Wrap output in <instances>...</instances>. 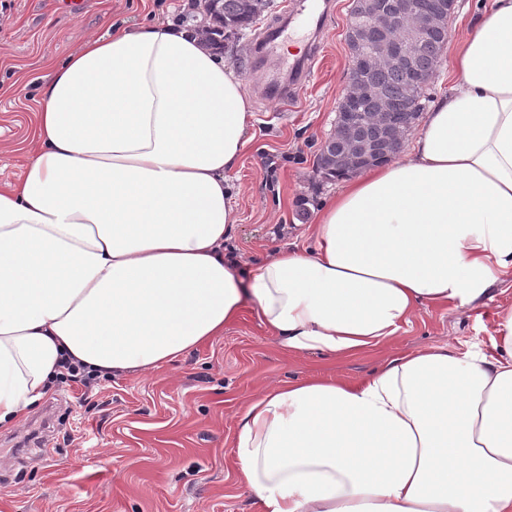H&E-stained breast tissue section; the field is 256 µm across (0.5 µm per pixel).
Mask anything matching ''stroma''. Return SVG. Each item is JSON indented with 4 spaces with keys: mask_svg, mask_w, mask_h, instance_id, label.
I'll list each match as a JSON object with an SVG mask.
<instances>
[{
    "mask_svg": "<svg viewBox=\"0 0 512 512\" xmlns=\"http://www.w3.org/2000/svg\"><path fill=\"white\" fill-rule=\"evenodd\" d=\"M333 4L312 77L290 105L252 98L249 141L225 174L238 224L224 251L242 267L310 245L319 200L336 188L316 171L349 78L344 30L351 0ZM461 5L448 23L429 95L450 92L456 82L455 43L470 30L476 0ZM191 6L192 0H0V184L22 174L48 59L112 27L181 22ZM510 307L512 273L472 309L423 307L390 340L331 361L283 355L257 308L247 305L223 335L176 364L100 378L89 394L77 384H54L40 409L53 411L55 423L40 434L30 459L11 450L37 432L36 417L0 431V512H258L239 484L232 452L239 412L265 386L331 373L357 381L429 345L488 353L496 315Z\"/></svg>",
    "mask_w": 512,
    "mask_h": 512,
    "instance_id": "obj_1",
    "label": "stroma"
}]
</instances>
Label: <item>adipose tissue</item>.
Returning a JSON list of instances; mask_svg holds the SVG:
<instances>
[{"mask_svg":"<svg viewBox=\"0 0 512 512\" xmlns=\"http://www.w3.org/2000/svg\"><path fill=\"white\" fill-rule=\"evenodd\" d=\"M457 82L407 154L341 178L315 243L240 272L224 174L243 81L194 30L137 25L51 63L21 179L0 186V429L62 360L151 372L253 302L288 354L378 346L425 305L473 307L512 273V0H477ZM493 353L430 345L362 381L274 385L233 464L259 512H512V308Z\"/></svg>","mask_w":512,"mask_h":512,"instance_id":"obj_1","label":"adipose tissue"}]
</instances>
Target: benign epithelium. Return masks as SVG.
Instances as JSON below:
<instances>
[{
	"label": "benign epithelium",
	"mask_w": 512,
	"mask_h": 512,
	"mask_svg": "<svg viewBox=\"0 0 512 512\" xmlns=\"http://www.w3.org/2000/svg\"><path fill=\"white\" fill-rule=\"evenodd\" d=\"M457 0H354L346 28L350 77L336 107V121L354 122L360 114V102L371 92L364 73L371 60L406 69L415 85H426L430 77L414 70L412 59L418 44L431 36L448 37L447 22ZM376 122L383 137L373 142L348 139L330 150L329 163L352 173L377 162L394 158L400 151L408 129L393 124L390 110L366 113Z\"/></svg>",
	"instance_id": "1"
}]
</instances>
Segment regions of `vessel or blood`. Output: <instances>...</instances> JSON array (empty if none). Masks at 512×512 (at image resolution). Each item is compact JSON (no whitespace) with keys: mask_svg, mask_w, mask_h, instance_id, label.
<instances>
[{"mask_svg":"<svg viewBox=\"0 0 512 512\" xmlns=\"http://www.w3.org/2000/svg\"><path fill=\"white\" fill-rule=\"evenodd\" d=\"M330 17L328 0H287L282 14L263 29L246 65L254 88L264 99L290 101L295 89L309 80ZM292 28L307 29L314 39L307 52L294 59L285 73L269 76L265 61L278 51L286 32Z\"/></svg>","mask_w":512,"mask_h":512,"instance_id":"1","label":"vessel or blood"}]
</instances>
